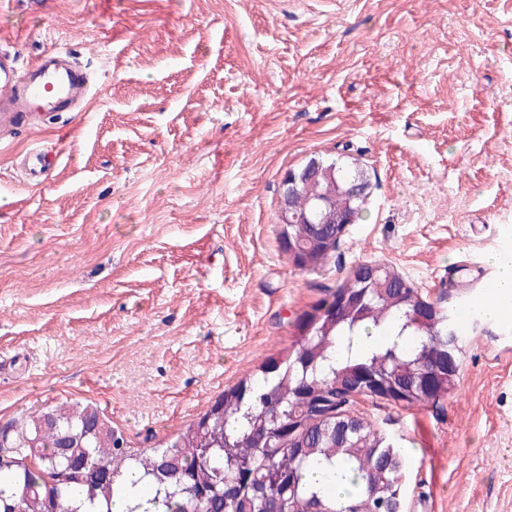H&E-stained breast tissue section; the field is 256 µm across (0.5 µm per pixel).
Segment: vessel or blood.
Segmentation results:
<instances>
[{"mask_svg":"<svg viewBox=\"0 0 512 512\" xmlns=\"http://www.w3.org/2000/svg\"><path fill=\"white\" fill-rule=\"evenodd\" d=\"M91 97L89 74L65 51L44 50L23 67L16 55L0 52L1 137L40 113L87 111ZM52 165L45 153L30 154L23 163L27 182H43Z\"/></svg>","mask_w":512,"mask_h":512,"instance_id":"obj_1","label":"vessel or blood"}]
</instances>
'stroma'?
Here are the masks:
<instances>
[{
    "mask_svg": "<svg viewBox=\"0 0 512 512\" xmlns=\"http://www.w3.org/2000/svg\"><path fill=\"white\" fill-rule=\"evenodd\" d=\"M53 46L94 95L0 144V431L88 401L157 446L355 265L456 302L512 256V0H0V49ZM341 154L366 217L299 270L283 179ZM354 412L407 449L404 512H512V326L467 336L438 400ZM53 165L46 153H30L27 160L24 161L25 179L29 183H41L45 180L46 171Z\"/></svg>",
    "mask_w": 512,
    "mask_h": 512,
    "instance_id": "35a3bbf8",
    "label": "stroma"
}]
</instances>
